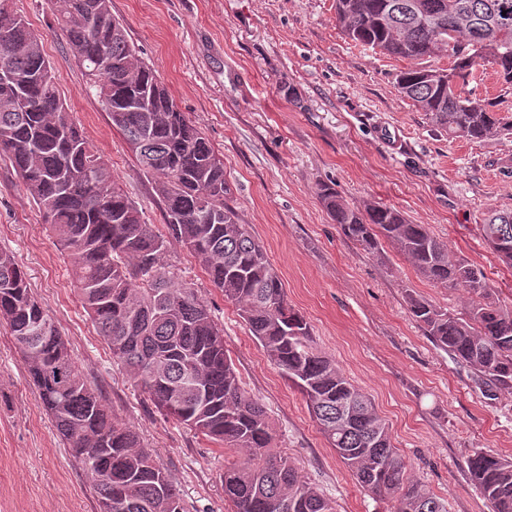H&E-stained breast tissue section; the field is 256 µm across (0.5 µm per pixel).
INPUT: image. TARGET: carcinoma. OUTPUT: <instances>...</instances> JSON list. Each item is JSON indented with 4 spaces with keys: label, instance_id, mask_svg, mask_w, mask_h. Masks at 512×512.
Returning a JSON list of instances; mask_svg holds the SVG:
<instances>
[{
    "label": "carcinoma",
    "instance_id": "obj_1",
    "mask_svg": "<svg viewBox=\"0 0 512 512\" xmlns=\"http://www.w3.org/2000/svg\"><path fill=\"white\" fill-rule=\"evenodd\" d=\"M111 4L63 0L57 22L137 163L159 177L166 237L143 222L71 120L39 38L17 12L0 15V154L56 236L97 335L159 411L240 455L224 466V498L233 512H335L288 454L271 448L267 412L242 386L223 330L194 290L163 271L168 239L176 240L239 307L356 484L393 502L392 512H445L408 472L369 396L313 347L310 327L288 303L264 247L226 203L231 188L223 159L139 57ZM461 14L469 17L464 26L457 22ZM336 21L353 42L393 58H430L437 39L448 38L455 82L443 79L441 68L410 67L396 74L400 93L452 139L512 135V116L467 90L470 79L491 66L505 92L512 91V0H336ZM484 42L499 46L496 61L472 53ZM134 61L139 74L130 84ZM12 74L36 81L24 86ZM320 199L343 235L364 249L375 253L386 239L423 278L467 290L472 302L464 317L413 293L407 294L409 313L437 346L473 371L483 392L512 388V309L490 300L483 269L449 260L444 243L397 209L377 203L362 211L329 185ZM481 231L499 254L496 241L512 243V210L489 211ZM0 322L21 344L28 376L74 462L97 474L90 484L100 512H184L171 476L141 447L135 429L114 421L33 296L23 267L3 250ZM156 362L164 372L152 377L148 370ZM468 471L491 512H512V460L477 452Z\"/></svg>",
    "mask_w": 512,
    "mask_h": 512
}]
</instances>
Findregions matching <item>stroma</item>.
Masks as SVG:
<instances>
[{
  "label": "stroma",
  "mask_w": 512,
  "mask_h": 512,
  "mask_svg": "<svg viewBox=\"0 0 512 512\" xmlns=\"http://www.w3.org/2000/svg\"><path fill=\"white\" fill-rule=\"evenodd\" d=\"M40 39L74 124L112 168L146 224L165 233L163 204L112 125L56 22L55 0H13ZM112 14L182 112L224 160L228 203L280 274L314 346L373 400L411 474L447 512H490L468 459L512 460V388L485 395L470 368L410 316L406 290L462 315V288L427 282L390 242L371 254L324 210L322 185L349 205L379 202L426 225L450 258L482 268L494 300L512 307V268L485 244L489 209L512 210V135L448 138L395 86L409 67L348 39L335 0H112ZM0 249L14 253L79 370L115 418L136 428L172 476L185 512H232L224 464L232 451L160 413L97 336L56 238L0 156ZM224 329L245 389L265 405L273 447L332 499L336 512H388L365 493L312 420L303 396L270 362L236 306L177 243L164 254ZM0 512H100L0 323Z\"/></svg>",
  "instance_id": "1"
}]
</instances>
